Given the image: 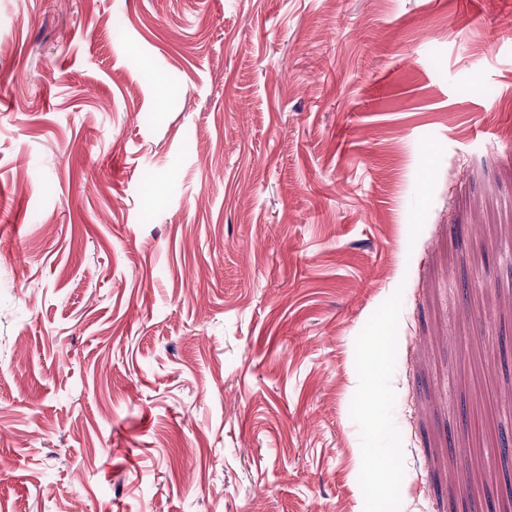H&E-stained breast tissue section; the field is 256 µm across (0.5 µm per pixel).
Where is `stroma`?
Listing matches in <instances>:
<instances>
[{
  "label": "stroma",
  "instance_id": "obj_1",
  "mask_svg": "<svg viewBox=\"0 0 512 512\" xmlns=\"http://www.w3.org/2000/svg\"><path fill=\"white\" fill-rule=\"evenodd\" d=\"M496 422L512 0H0V512H448Z\"/></svg>",
  "mask_w": 512,
  "mask_h": 512
}]
</instances>
